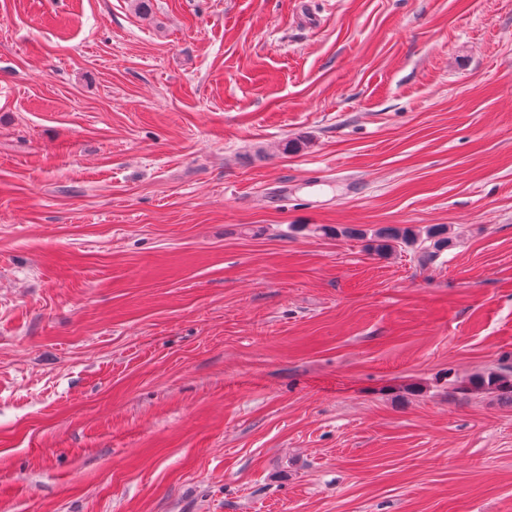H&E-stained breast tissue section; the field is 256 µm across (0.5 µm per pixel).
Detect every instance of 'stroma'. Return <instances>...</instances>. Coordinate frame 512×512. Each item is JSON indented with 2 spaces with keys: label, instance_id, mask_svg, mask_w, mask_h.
<instances>
[{
  "label": "stroma",
  "instance_id": "35a3bbf8",
  "mask_svg": "<svg viewBox=\"0 0 512 512\" xmlns=\"http://www.w3.org/2000/svg\"><path fill=\"white\" fill-rule=\"evenodd\" d=\"M503 365L512 0H0V512H512ZM376 242L374 251L386 255L396 246H411L418 249L422 260L429 259L450 245L448 227L444 224H432L424 228L386 226L374 232ZM429 243V244H428ZM466 393L497 392L512 400V366H503L472 377L463 389Z\"/></svg>",
  "mask_w": 512,
  "mask_h": 512
}]
</instances>
